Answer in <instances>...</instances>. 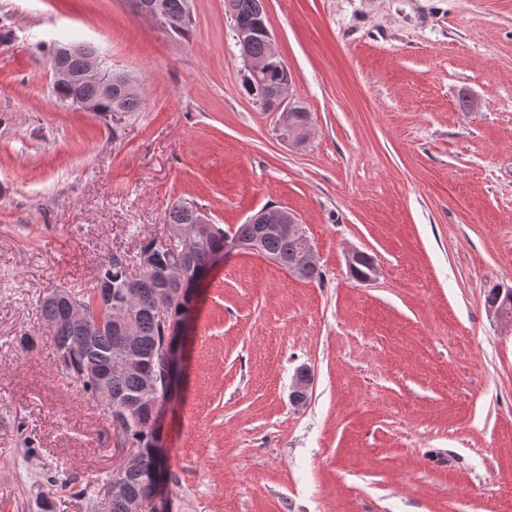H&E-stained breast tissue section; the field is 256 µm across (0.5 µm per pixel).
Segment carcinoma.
Masks as SVG:
<instances>
[{"label":"carcinoma","mask_w":512,"mask_h":512,"mask_svg":"<svg viewBox=\"0 0 512 512\" xmlns=\"http://www.w3.org/2000/svg\"><path fill=\"white\" fill-rule=\"evenodd\" d=\"M167 11L173 15L187 14L186 21L173 29L175 34H184L192 26L189 0H163ZM224 10L235 15L239 25L249 27L264 18V0H224ZM290 80L287 67L280 60L270 62L261 78L246 75V86L258 101L267 100V90L278 83ZM140 94H121L112 105L100 106V112L112 115L116 120L125 112H134L141 106ZM199 218L198 207L190 202L177 201L168 211L167 222L193 226ZM227 237L224 228L217 224H208L204 233L196 234L188 248L178 245H162L153 239L143 246L147 258L151 261L155 274L138 282L133 289L126 288L130 262L123 255H114L103 264L97 278L84 292L73 291L65 286L56 290L68 295L75 302L84 305L89 315L97 314L99 294L112 290V303L130 306L131 323L136 336V351L142 359L144 368L122 369L120 364L127 358L126 353L116 344L115 334L103 327L96 338L87 343L81 342L84 325L64 314L62 305L47 300L40 306L43 324L50 328L56 351L59 369L67 378L79 383L94 401L99 400L102 392L112 393V412L123 411L132 417L138 414L139 393L146 377L151 375L160 380L161 357L168 344L167 325L155 318L157 303L170 289L160 273L168 267L178 264L203 265L216 252L224 250ZM260 253L277 259L278 264L287 270L296 269L301 278L308 281H320L323 274L320 266L306 261L299 241L288 235L266 237L260 245ZM97 367L102 377H88V369ZM124 437L140 449V469L144 472L162 470L163 457L154 454V430L147 427L130 426L122 430Z\"/></svg>","instance_id":"1"}]
</instances>
